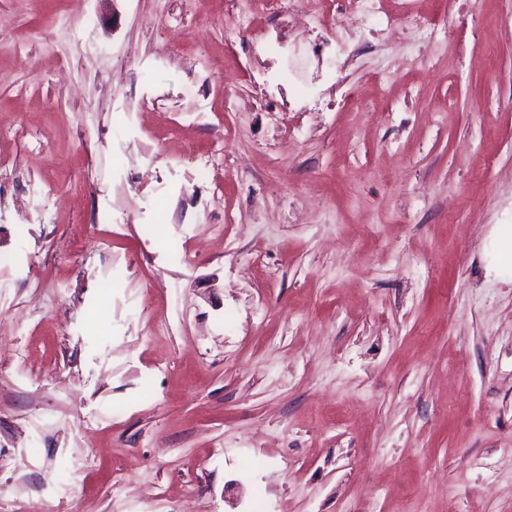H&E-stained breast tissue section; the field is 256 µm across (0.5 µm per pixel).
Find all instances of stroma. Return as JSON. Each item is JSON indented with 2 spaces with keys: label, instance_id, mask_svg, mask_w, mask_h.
Here are the masks:
<instances>
[{
  "label": "stroma",
  "instance_id": "obj_1",
  "mask_svg": "<svg viewBox=\"0 0 512 512\" xmlns=\"http://www.w3.org/2000/svg\"><path fill=\"white\" fill-rule=\"evenodd\" d=\"M459 5L0 0V512H512V0ZM385 0H336V18L325 17L336 39H341L349 30L359 33L363 38V27L373 18H378L385 26L384 30L392 31L398 26L416 28L425 40L436 37L440 31L432 17L425 14L404 11L403 13H389L384 9Z\"/></svg>",
  "mask_w": 512,
  "mask_h": 512
}]
</instances>
